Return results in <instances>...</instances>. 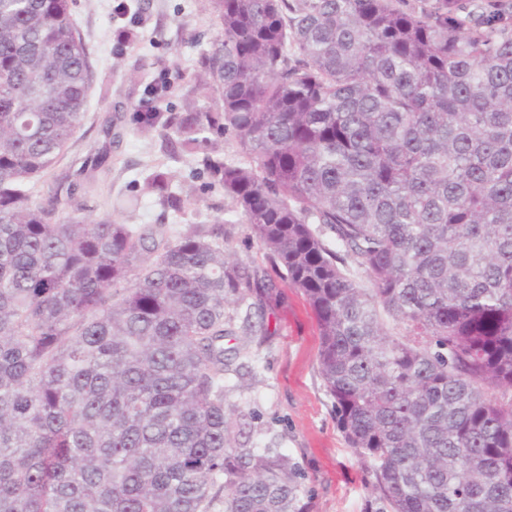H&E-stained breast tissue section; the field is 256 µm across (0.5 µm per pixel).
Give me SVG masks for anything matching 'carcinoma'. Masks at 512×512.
<instances>
[{
	"instance_id": "obj_1",
	"label": "carcinoma",
	"mask_w": 512,
	"mask_h": 512,
	"mask_svg": "<svg viewBox=\"0 0 512 512\" xmlns=\"http://www.w3.org/2000/svg\"><path fill=\"white\" fill-rule=\"evenodd\" d=\"M71 2L0 0V512H305L225 406L226 309L274 279L220 221L35 194L92 81ZM210 2L219 106L138 130L197 157L306 297L385 512H512V0ZM141 192L183 207L165 170Z\"/></svg>"
}]
</instances>
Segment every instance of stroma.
I'll use <instances>...</instances> for the list:
<instances>
[{
	"mask_svg": "<svg viewBox=\"0 0 512 512\" xmlns=\"http://www.w3.org/2000/svg\"><path fill=\"white\" fill-rule=\"evenodd\" d=\"M73 19L89 53L92 84L85 119L41 192L87 199L95 219L121 224H189L224 221V246L241 266L266 274L270 263L233 202L193 156H170L160 133H142L133 120L141 107L164 111L215 107L196 89L200 58L220 20L211 0H76ZM172 171L182 210L140 198L136 209L115 208L137 195L150 166ZM251 324L234 317L225 347L239 348L242 369L226 388V406L243 412L250 444L287 455L301 474L307 512H381L370 469L346 444L333 401L318 370L320 339L314 313L301 291L279 286L254 290Z\"/></svg>",
	"mask_w": 512,
	"mask_h": 512,
	"instance_id": "35a3bbf8",
	"label": "stroma"
}]
</instances>
